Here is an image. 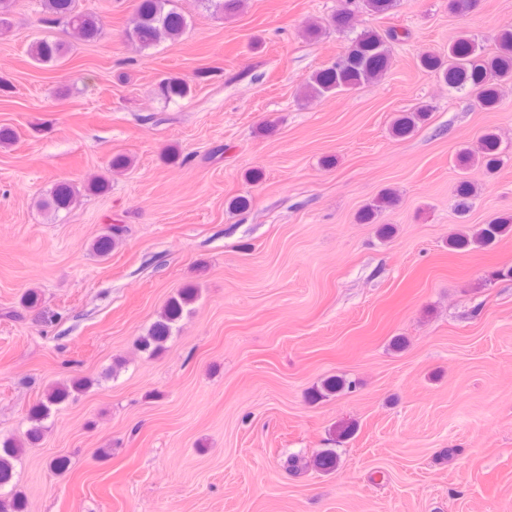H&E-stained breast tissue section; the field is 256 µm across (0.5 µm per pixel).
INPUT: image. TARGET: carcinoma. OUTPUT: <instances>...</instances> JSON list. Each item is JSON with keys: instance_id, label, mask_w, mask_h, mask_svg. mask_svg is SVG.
Masks as SVG:
<instances>
[{"instance_id": "obj_1", "label": "carcinoma", "mask_w": 512, "mask_h": 512, "mask_svg": "<svg viewBox=\"0 0 512 512\" xmlns=\"http://www.w3.org/2000/svg\"><path fill=\"white\" fill-rule=\"evenodd\" d=\"M42 8L51 24H62L73 31L83 42H96L106 33L107 22L91 9H81L77 0H41ZM243 0H199L205 9L215 14H232L242 7ZM136 27L126 33L128 40L141 52L159 43L180 39L188 29L186 15L177 6V0H136ZM399 39V34L390 30L381 34L364 30L351 42L347 50L328 67L315 71L307 81L309 96L325 97L333 93L357 90L376 84L386 75L390 66L388 44ZM28 54L37 64H57L67 54V45L61 41L41 38L31 43ZM421 68L433 72L457 92L475 93L479 106L484 110L496 109L501 100L502 87L512 84V29H503L497 35V50L490 54L481 51L475 40L468 35L459 36L448 46V58L430 52L419 56ZM158 93L166 100L184 99L191 94V85L185 78L170 75L158 83ZM430 109L419 106L411 111L397 114L391 123L393 136L404 138L413 134L428 120ZM456 166L462 171L456 193L457 208L465 214L471 207V199L477 196L475 184L467 177L470 167L480 164L492 172L502 163L500 139L494 131H486L479 138L476 150L466 148L456 155ZM79 189L68 181L55 183L48 191L44 206L53 211L70 207ZM394 193L388 191L361 210L358 220L364 224L374 219L393 201ZM512 235V216H496L480 225L472 234L455 235L448 239V246L461 250L471 245L489 246L500 238ZM123 227L111 224L96 238L93 252L107 257L120 243ZM194 288H183L170 298L159 318L147 333L138 338L141 352L153 355L164 348L172 334L173 325L182 317L185 308L195 300ZM347 384L341 376H330L323 380L321 388L312 393L313 399L328 397L342 391ZM89 387V381L76 378L68 384L49 391L43 400L35 404L28 413L32 426L27 432V441L35 443L43 435L42 422L49 417L52 408L69 400ZM23 453V443L12 437H0V489L9 485L15 474V465ZM315 469L331 473L339 466V457L334 448H323L313 457ZM24 496L14 491L0 494V512H26Z\"/></svg>"}]
</instances>
